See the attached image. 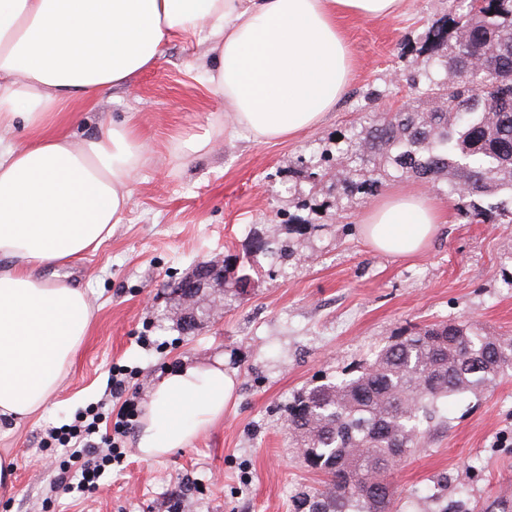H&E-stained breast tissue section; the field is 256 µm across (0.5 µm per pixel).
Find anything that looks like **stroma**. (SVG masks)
<instances>
[{
	"label": "stroma",
	"mask_w": 512,
	"mask_h": 512,
	"mask_svg": "<svg viewBox=\"0 0 512 512\" xmlns=\"http://www.w3.org/2000/svg\"><path fill=\"white\" fill-rule=\"evenodd\" d=\"M448 0H403L396 14L340 21L351 78L318 125L277 142L225 124L206 82L210 59L195 38L169 44L158 63L107 92L74 126L91 135L101 119L131 121L146 149L121 224L96 252L74 263L70 279L94 308L91 327L63 384L30 420L0 425V455L16 461L14 490L0 512H305L319 488L287 427L293 394L321 378L357 375L395 336L456 320L512 338V224L473 222L457 209L446 180L391 178L377 192L346 198L311 183L298 165L311 151L335 149L364 112L412 105L403 75ZM207 134V150L183 153ZM423 191L446 222L412 257L373 251L364 216L393 192ZM294 253L261 258L243 295L218 301L193 331L177 321V283L203 262L244 255L256 237L280 235L288 216ZM223 358L236 382L224 418L191 445L153 461L134 436L125 458L106 468L98 490L59 494L63 448L43 449L49 429L85 410L116 407L109 370L130 375L138 405L167 371ZM391 479L395 512H507L512 500V377L493 389L449 398L423 447Z\"/></svg>",
	"instance_id": "obj_1"
}]
</instances>
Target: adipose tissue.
Instances as JSON below:
<instances>
[{"label":"adipose tissue","instance_id":"1","mask_svg":"<svg viewBox=\"0 0 512 512\" xmlns=\"http://www.w3.org/2000/svg\"><path fill=\"white\" fill-rule=\"evenodd\" d=\"M402 0H0V420L17 423L56 392L92 317L84 289L49 280L112 235L131 203L144 146L128 124L75 140L74 104L130 83L173 40L209 43L207 81L255 139L319 123L348 83L341 17H383ZM31 131L19 143L8 134ZM443 221L424 192L395 193L361 235L375 251L422 250ZM234 381L223 361L168 371L146 406L136 449L159 460L224 417Z\"/></svg>","mask_w":512,"mask_h":512}]
</instances>
